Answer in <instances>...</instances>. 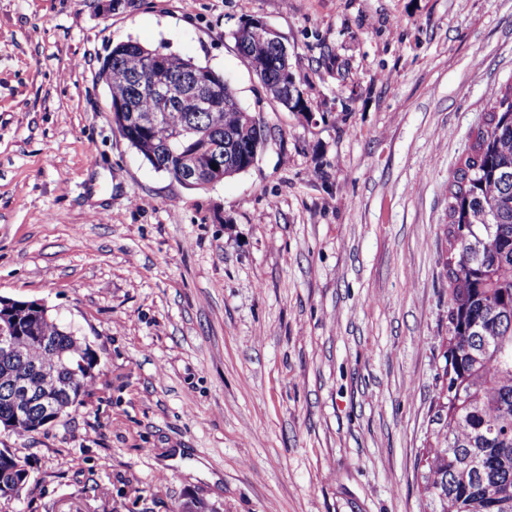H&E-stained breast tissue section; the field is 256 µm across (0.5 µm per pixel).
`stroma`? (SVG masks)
<instances>
[{"label": "stroma", "mask_w": 512, "mask_h": 512, "mask_svg": "<svg viewBox=\"0 0 512 512\" xmlns=\"http://www.w3.org/2000/svg\"><path fill=\"white\" fill-rule=\"evenodd\" d=\"M127 41L224 75L255 164L190 189L144 160L99 76ZM511 83L512 0H0V296L97 358L69 417L0 431L39 489L0 512H430L448 180ZM250 20L252 19L242 22L234 32V39L241 55L251 68H253L255 62L266 61V68L260 74L257 72L255 74L260 78L269 94L283 107H285L282 103L283 95L288 94L289 97L290 94H293L295 98L293 104L288 106V109L285 108L290 112H307L310 108L302 96V92L295 85L288 58L284 60L280 57L276 46L272 42L262 39L260 36L248 35L245 32V26L248 28L253 26L256 30L271 38L285 57L288 56L287 46L268 25L260 20ZM286 68L288 70L285 72Z\"/></svg>", "instance_id": "35a3bbf8"}]
</instances>
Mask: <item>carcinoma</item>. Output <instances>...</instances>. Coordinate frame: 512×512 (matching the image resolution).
I'll use <instances>...</instances> for the list:
<instances>
[{
	"instance_id": "obj_1",
	"label": "carcinoma",
	"mask_w": 512,
	"mask_h": 512,
	"mask_svg": "<svg viewBox=\"0 0 512 512\" xmlns=\"http://www.w3.org/2000/svg\"><path fill=\"white\" fill-rule=\"evenodd\" d=\"M234 39L248 65L266 62L258 77L274 99L291 94L288 111H308L290 64L274 44L247 34L243 25ZM156 53L166 78L190 90L215 84L217 73L206 66L127 42L113 47L101 68L111 107L121 103L136 114L158 108L150 66ZM250 117L237 97L226 94L205 112H168L165 125L153 131L132 123L126 136L153 168L165 173L190 153L240 163L259 153L267 138L264 122L253 123ZM447 234V387L435 414L445 432L442 449L428 463L440 482L424 490L432 512H512V86L489 101L448 183ZM19 326L14 357L0 361V419L30 403L25 393L14 391L30 359L51 363L62 351L73 368L94 361L89 344L70 338L66 328L32 306L21 310ZM45 336L53 343L50 350L41 344ZM92 380L81 378L82 398L59 399L56 414L65 417L80 406ZM18 463L13 452L0 449L1 483L14 480Z\"/></svg>"
}]
</instances>
